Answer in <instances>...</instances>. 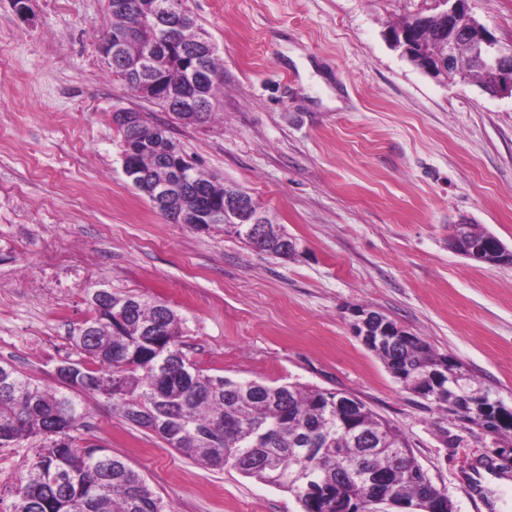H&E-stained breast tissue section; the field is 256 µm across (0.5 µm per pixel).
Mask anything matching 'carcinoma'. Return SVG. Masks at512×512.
<instances>
[{
    "label": "carcinoma",
    "instance_id": "obj_1",
    "mask_svg": "<svg viewBox=\"0 0 512 512\" xmlns=\"http://www.w3.org/2000/svg\"><path fill=\"white\" fill-rule=\"evenodd\" d=\"M402 26L416 35L414 52L445 56L437 14L420 8ZM157 160L152 149L130 157L145 174ZM193 177L219 196L234 189L198 170ZM286 237L267 223L261 241L244 243L281 259ZM86 300L92 315L69 334L80 359L56 367V385L0 362V447L30 441L38 448L12 512H172L137 470L79 435L87 415L81 394L104 398L112 412L186 458L292 494L303 512H337L339 502L353 498L361 499L363 512H373L372 500L385 492L406 512H421L443 496L419 479L422 468L403 434L362 401L356 414L365 435L358 439L338 417L336 401L348 394L211 375L182 350V319L166 302L114 291L103 281L87 289ZM370 350L396 379L402 371L423 376L442 358L420 337L409 349L390 351L374 342ZM441 386L440 408L448 414L497 426L499 397L491 389L469 375ZM344 468L351 477L339 483Z\"/></svg>",
    "mask_w": 512,
    "mask_h": 512
}]
</instances>
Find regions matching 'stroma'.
I'll return each mask as SVG.
<instances>
[{
    "mask_svg": "<svg viewBox=\"0 0 512 512\" xmlns=\"http://www.w3.org/2000/svg\"><path fill=\"white\" fill-rule=\"evenodd\" d=\"M422 0H188L218 47L215 114L183 124L108 76L106 0H0V332L38 345L0 360L44 384L76 357L85 290L160 298L209 374L346 392L397 427L457 512H512V448L403 389L357 337L371 308L447 354L512 406V264L453 250L476 224L512 250V99L436 80L387 34ZM512 40V0H470ZM167 125L197 169L248 191L296 242L287 260L223 225L175 224L126 179L112 114ZM64 240L70 262L42 242ZM85 438L136 469L176 512H301L289 493L198 464L88 400ZM36 455L0 448V512Z\"/></svg>",
    "mask_w": 512,
    "mask_h": 512,
    "instance_id": "1",
    "label": "stroma"
}]
</instances>
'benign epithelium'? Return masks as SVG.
Listing matches in <instances>:
<instances>
[{
    "label": "benign epithelium",
    "mask_w": 512,
    "mask_h": 512,
    "mask_svg": "<svg viewBox=\"0 0 512 512\" xmlns=\"http://www.w3.org/2000/svg\"><path fill=\"white\" fill-rule=\"evenodd\" d=\"M440 8L439 15L447 20L448 48L446 58L430 60L420 56L412 63L434 77L467 82V75L456 62V47L459 41L467 42L474 48L479 64L489 72V80L482 89L492 95L512 96V42L503 43L476 19L470 12L469 0H433ZM108 12L124 11L130 16L127 25L112 37V42L99 47L102 62L106 65L122 59L126 46L138 40L143 25L153 27L156 35L173 42L174 34L190 23L181 0H156L151 5L138 4L129 8L125 0H107ZM215 46L207 38H199L191 52L194 65L186 69L170 70L171 53L164 55L156 50V43L142 47L138 58L126 66L127 80L133 82L135 93L142 98L158 100L164 98L177 104L180 117L186 123L196 121L198 112L210 105L211 96L202 88L216 81L215 75L205 69V62L214 53ZM165 138L163 129H158L152 137L150 147L162 149L163 170L158 180L149 182L148 196L160 209L173 214L182 210L184 192L193 183L187 162L181 152L169 145H162ZM142 148L141 140L129 139L122 142V170L134 186H143L144 179L136 169L128 165L131 153ZM193 222L203 228L207 224H235L244 235L260 237L261 224L265 223L262 211L248 199L228 192L224 203L214 204L211 198L199 191L196 197V210ZM457 250L473 261H485L503 251L501 243L488 237L478 244L460 238L454 241ZM354 332L362 342L369 344L373 335H378L381 343L394 348L407 347L416 342V337L396 322L376 310L362 308L351 310ZM457 371V361L444 357L439 366L415 380L417 391L424 397L437 401L440 389L436 386L439 375Z\"/></svg>",
    "instance_id": "7a95c632"
}]
</instances>
